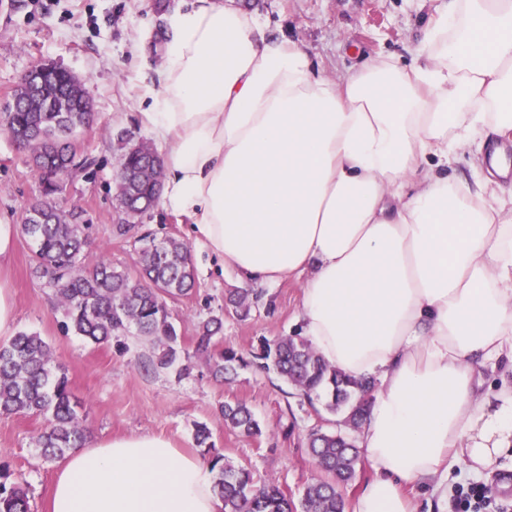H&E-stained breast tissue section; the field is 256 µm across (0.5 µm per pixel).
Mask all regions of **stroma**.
Segmentation results:
<instances>
[{
	"instance_id": "35a3bbf8",
	"label": "stroma",
	"mask_w": 512,
	"mask_h": 512,
	"mask_svg": "<svg viewBox=\"0 0 512 512\" xmlns=\"http://www.w3.org/2000/svg\"><path fill=\"white\" fill-rule=\"evenodd\" d=\"M189 0H0V109L10 101L20 76L40 61H51L82 80L91 98L94 121L76 138L90 169L64 182L55 198L59 209H82L90 245L86 265L108 255L114 266L134 269L140 248L135 235L118 239L114 176L128 142L152 143L142 114L149 108L147 87L158 84V59L170 8ZM272 32L303 47L316 68L330 78L359 70L368 60L394 55L410 61L428 18L442 0H236ZM41 191L26 153L0 133V224L19 223ZM138 222L157 236L190 243L196 287L171 303L185 347H192L199 321H224L220 343L249 354L261 343L297 330L295 314L302 279L275 284H244L238 274L192 244L187 216L154 206ZM30 247L17 236L10 258L0 263V284L14 304L12 332L39 333L67 371L71 389L82 403L87 436L108 439L130 433L161 434L185 451H194V426L207 424L216 448L248 464L261 479L273 482L292 500L317 475L306 447L317 426L334 429L336 418L323 399L307 402L274 373L243 371L229 384L213 380L203 367L184 378L146 370L142 349L123 350L117 342L85 343L60 329L63 312L50 286L29 275ZM249 289L255 303L240 319L225 313L230 293ZM245 402L264 423L258 439L226 427L217 417L220 403ZM44 425L39 416L0 415V464L28 483L33 512H44L56 464L40 462L32 444Z\"/></svg>"
}]
</instances>
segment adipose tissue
<instances>
[{
  "mask_svg": "<svg viewBox=\"0 0 512 512\" xmlns=\"http://www.w3.org/2000/svg\"><path fill=\"white\" fill-rule=\"evenodd\" d=\"M144 113L166 144V210L244 282L304 277L296 322L333 367L372 377L351 512H448V469L512 456V0H448L409 63L327 78L232 0L167 17ZM472 181L448 175L474 137ZM213 472L170 438L91 440L60 462L47 512H219Z\"/></svg>",
  "mask_w": 512,
  "mask_h": 512,
  "instance_id": "ef3b65f1",
  "label": "adipose tissue"
}]
</instances>
